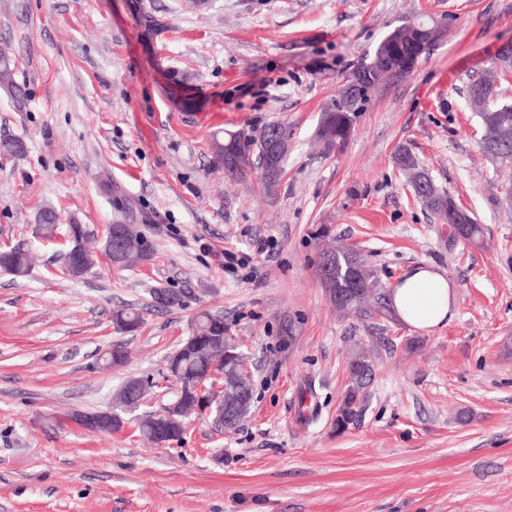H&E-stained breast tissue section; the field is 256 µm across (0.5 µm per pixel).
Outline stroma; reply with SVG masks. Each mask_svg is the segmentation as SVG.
Instances as JSON below:
<instances>
[{
  "instance_id": "stroma-1",
  "label": "stroma",
  "mask_w": 512,
  "mask_h": 512,
  "mask_svg": "<svg viewBox=\"0 0 512 512\" xmlns=\"http://www.w3.org/2000/svg\"><path fill=\"white\" fill-rule=\"evenodd\" d=\"M446 27L407 77L377 89L342 152L323 153V109L395 28ZM512 40V0H0V52L28 101L0 96V512H512V167L481 151L469 75ZM196 105L182 107L180 90ZM281 122L291 131L275 190L214 168L212 134ZM407 149L484 230L457 239L394 162ZM55 238L37 233L41 210ZM137 225L153 258L110 267L109 225ZM80 224L95 265L64 274ZM357 250L382 288L416 265L455 287V315L430 333L363 325L315 274L318 225ZM245 266L225 268L224 254ZM186 294L154 307L152 291ZM143 322L120 333L115 310ZM222 313L254 380L251 412L226 432L205 418L159 448L134 421L96 434L72 411L111 408L150 378L141 412L175 384L165 357L198 312ZM123 343L127 363L102 356ZM376 344L358 426L334 427L354 343ZM312 388L316 418L298 419ZM29 256L26 251L11 248L0 251V268L16 276H22L29 270Z\"/></svg>"
}]
</instances>
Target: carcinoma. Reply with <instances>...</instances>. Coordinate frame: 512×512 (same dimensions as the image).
I'll return each mask as SVG.
<instances>
[{
  "label": "carcinoma",
  "instance_id": "cac0c4a2",
  "mask_svg": "<svg viewBox=\"0 0 512 512\" xmlns=\"http://www.w3.org/2000/svg\"><path fill=\"white\" fill-rule=\"evenodd\" d=\"M434 24L431 18H422L415 23L400 27L377 45L372 54L356 68L357 82L347 80L336 102L321 113L316 137L323 151L330 154L340 152L347 144L352 131L355 114L362 111L374 89L394 79L409 75L430 46L425 30ZM482 83L496 97V104L484 110L473 101L470 109L477 113L483 128V153L494 163L512 166V104L506 102V90L496 80L478 75L467 82V86ZM10 98L17 105L25 102V92L13 78L12 61L0 54V95ZM290 138L288 126L281 122L267 123L249 131L215 134L211 139V158L214 165L224 170L228 179L242 183L255 176L261 177L266 186H277L283 173V163L270 165L264 151L271 130ZM26 146L20 138L0 140V153L21 156ZM395 162L409 180L414 196L431 212L444 218L453 228L454 235L467 243L483 242V228L477 222L461 224L456 220V201L442 188L436 186L430 192L423 186L433 178L428 170L408 150L401 149ZM39 232L52 238L57 230V215L52 209L43 210L38 217ZM69 246L60 261L72 277H80L95 264L94 254L84 246L86 232L80 224L69 227ZM153 253L146 237L132 224L124 225V256L120 267L131 268L152 260ZM332 259L331 269L325 268V259ZM26 251L11 248L0 251V268L16 276L29 270ZM316 275L325 288L330 302L337 310L355 317L365 326H376L378 322L395 319L388 303L386 292L377 287L375 273L358 253L327 245L319 253ZM143 323L141 312L126 307L112 314V324L121 332L137 329ZM229 327L224 316L200 312L192 324V334L187 336L166 358L167 372L179 383L172 403L176 405L177 422H164L163 415L148 413L139 418V432L153 444L162 447L180 441L193 418L206 416L220 428L233 429L250 413L252 401V379L245 370L240 354L226 346ZM374 364L370 352L363 346L353 348L348 358L350 382L336 409V431L341 433L358 424L368 402V392ZM217 373L222 378L224 389L215 393V399L206 401L208 393L202 392L198 384L212 388ZM149 382L127 380L116 393L113 409L123 405L134 411L142 404Z\"/></svg>",
  "mask_w": 512,
  "mask_h": 512
}]
</instances>
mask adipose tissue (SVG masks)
<instances>
[{"mask_svg": "<svg viewBox=\"0 0 512 512\" xmlns=\"http://www.w3.org/2000/svg\"><path fill=\"white\" fill-rule=\"evenodd\" d=\"M388 300L403 325L423 333L447 324L455 314L452 284L431 267L418 266L404 274L391 288Z\"/></svg>", "mask_w": 512, "mask_h": 512, "instance_id": "ef3b65f1", "label": "adipose tissue"}]
</instances>
